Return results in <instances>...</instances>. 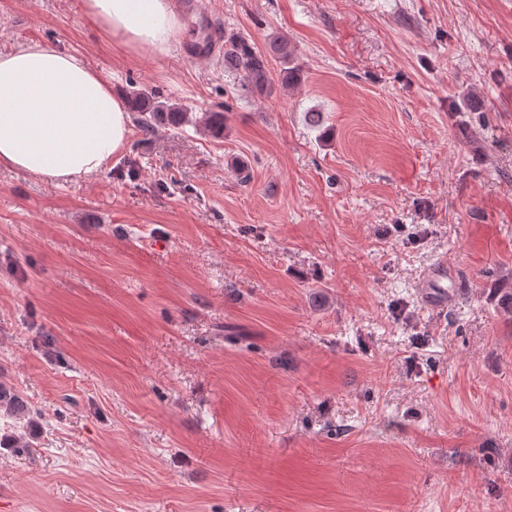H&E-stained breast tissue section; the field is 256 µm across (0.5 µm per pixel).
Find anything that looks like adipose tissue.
<instances>
[{
	"label": "adipose tissue",
	"instance_id": "obj_1",
	"mask_svg": "<svg viewBox=\"0 0 512 512\" xmlns=\"http://www.w3.org/2000/svg\"><path fill=\"white\" fill-rule=\"evenodd\" d=\"M89 24L113 43L167 53L181 27L173 0H82ZM126 104L102 71L55 44L0 51V164L48 182H78L122 151Z\"/></svg>",
	"mask_w": 512,
	"mask_h": 512
}]
</instances>
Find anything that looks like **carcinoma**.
<instances>
[{
    "mask_svg": "<svg viewBox=\"0 0 512 512\" xmlns=\"http://www.w3.org/2000/svg\"><path fill=\"white\" fill-rule=\"evenodd\" d=\"M280 65L279 78L285 86L299 84L303 80L301 68L295 64L288 41L280 35L269 34L264 48L241 34L224 36V67L237 71L247 89L263 93L273 84L270 64ZM127 102L131 111L136 113V122L145 133H152L161 126L178 128L192 124L203 128L212 136L224 135V113L204 112L195 117L193 113L176 103L161 101L157 97L140 89L127 92ZM0 406L17 416H25L29 409L17 394L0 386Z\"/></svg>",
    "mask_w": 512,
    "mask_h": 512,
    "instance_id": "cac0c4a2",
    "label": "carcinoma"
}]
</instances>
